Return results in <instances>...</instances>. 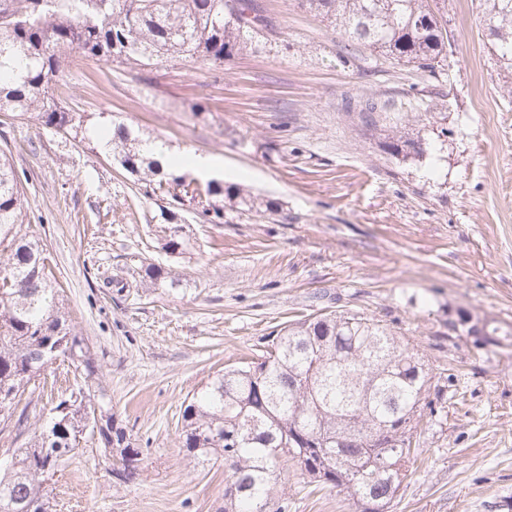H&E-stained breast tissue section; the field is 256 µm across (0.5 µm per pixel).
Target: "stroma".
I'll return each mask as SVG.
<instances>
[{
  "instance_id": "35a3bbf8",
  "label": "stroma",
  "mask_w": 512,
  "mask_h": 512,
  "mask_svg": "<svg viewBox=\"0 0 512 512\" xmlns=\"http://www.w3.org/2000/svg\"><path fill=\"white\" fill-rule=\"evenodd\" d=\"M258 2L270 29L224 66L69 68L81 133L0 113V150L26 198L21 230L40 240L96 361L85 386L144 457L129 487L102 444H83L54 477L48 512H222L224 469L189 466L180 446L190 397L259 357L273 331L341 310L388 325L433 369L437 414L392 512H504L512 347L479 351L448 333L462 316L512 332V69L492 53L479 0H447L455 41L433 75L348 40L300 0ZM369 100L378 111H364ZM116 120L161 141L199 184L194 157L217 158L224 184L276 211L228 205L223 223L201 224L187 199L181 224L163 223L162 199L99 142ZM400 139L421 153H394ZM176 234L187 246L168 251ZM41 380L22 431L0 428V462L74 375L54 365ZM281 488L288 512H357L292 469Z\"/></svg>"
}]
</instances>
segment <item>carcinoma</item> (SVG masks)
Listing matches in <instances>:
<instances>
[{"mask_svg":"<svg viewBox=\"0 0 512 512\" xmlns=\"http://www.w3.org/2000/svg\"><path fill=\"white\" fill-rule=\"evenodd\" d=\"M493 51L512 65V0H482ZM351 41L431 74L448 57L450 33L430 0H301ZM267 20L256 0H0V112L36 114L55 131L83 116L56 94L73 53L110 65L172 67L188 58L222 66L259 46ZM147 141L119 123L105 149L124 171L153 184L190 188L177 167L160 168ZM196 212L203 224L224 218L222 198L254 210L237 186L210 182ZM24 199L6 152L0 153V414L41 374L69 362L90 376L94 359L68 324L40 241L20 233ZM429 368L404 337L354 312L288 324L257 362L217 371L192 395L179 440L195 465L224 462L223 512H288L278 494L292 462L305 484L345 491L362 512H388L414 464V435L429 399ZM90 395L63 394L28 446L0 472V512H41L45 467L73 447L77 428L96 420ZM98 441L116 451L115 474L139 484L141 450L111 419Z\"/></svg>","mask_w":512,"mask_h":512,"instance_id":"cac0c4a2","label":"carcinoma"}]
</instances>
